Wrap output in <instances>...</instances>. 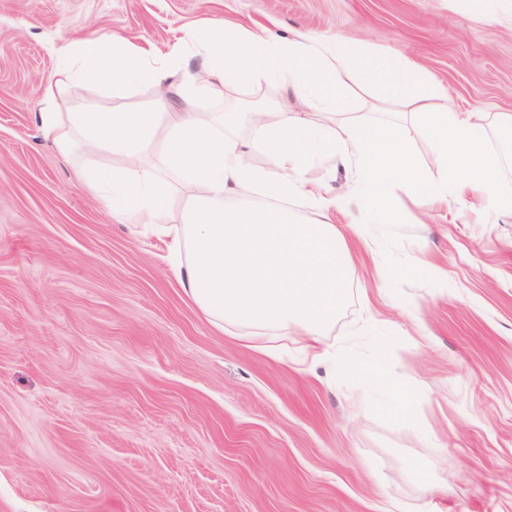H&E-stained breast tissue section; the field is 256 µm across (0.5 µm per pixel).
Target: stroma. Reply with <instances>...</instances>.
Instances as JSON below:
<instances>
[{"label":"stroma","mask_w":512,"mask_h":512,"mask_svg":"<svg viewBox=\"0 0 512 512\" xmlns=\"http://www.w3.org/2000/svg\"><path fill=\"white\" fill-rule=\"evenodd\" d=\"M229 22L280 37L339 35L421 63L455 112L480 109L512 192V20L465 0H0V512H512V213L452 195L428 208L388 195L400 217L365 216L354 166L306 171L349 199L330 222L352 260L349 296L322 344L335 360H293L217 334L187 301L170 242L113 218L79 173L123 169L80 140H46L44 111L157 109L145 91L72 84L46 104L64 45L119 36L165 49ZM167 111L277 107L279 83L179 96ZM370 122L411 138L426 179L436 145L410 114ZM384 362L417 427L387 411L347 362Z\"/></svg>","instance_id":"stroma-1"}]
</instances>
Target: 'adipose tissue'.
Listing matches in <instances>:
<instances>
[{"instance_id":"1","label":"adipose tissue","mask_w":512,"mask_h":512,"mask_svg":"<svg viewBox=\"0 0 512 512\" xmlns=\"http://www.w3.org/2000/svg\"><path fill=\"white\" fill-rule=\"evenodd\" d=\"M76 51L78 68H62L56 87L110 84L160 95L167 90L172 64L191 54L202 58L203 67L186 71V91L215 92L287 76L291 110L256 113L249 121L253 137L248 142L232 131L238 120L233 112L82 109L63 119L54 112L43 115L45 137L62 149L70 133L87 150L130 160L160 149L182 187L180 225L162 220L170 207L166 188L135 169L113 172L108 197L112 214L171 238L169 261L187 298L219 332L249 329L246 345L258 352L272 351L264 331L291 328L301 337V356H308L351 285L348 250L335 225L305 220L288 206L295 200L326 210L345 207V199L306 180L307 166L315 158L337 155L356 164L361 188L378 203L372 212L378 224L397 220L381 204L388 185L395 182L420 186L425 205L435 195L466 191L479 199H495L501 209L512 212V196L495 192L498 171L488 151L482 113L449 111L443 88L402 52L380 55L340 36L282 38L225 26L191 32L164 52L121 41L108 48L97 40L77 43ZM354 85L372 90L377 110L395 102L410 106L439 148L435 188L425 187L409 141L393 125L368 122L352 112L344 92ZM254 145L265 152L268 165L245 162ZM358 374L393 393L389 409L397 419L414 420L402 387L384 365L359 364Z\"/></svg>"}]
</instances>
